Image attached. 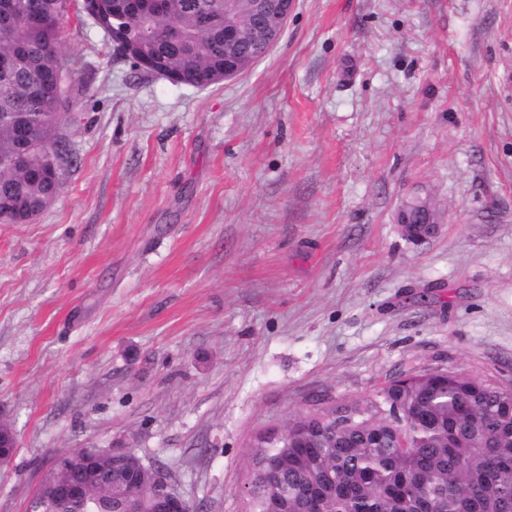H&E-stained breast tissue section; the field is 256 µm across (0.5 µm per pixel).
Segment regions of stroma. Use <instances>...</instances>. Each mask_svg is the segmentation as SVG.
I'll return each mask as SVG.
<instances>
[{
    "label": "stroma",
    "mask_w": 512,
    "mask_h": 512,
    "mask_svg": "<svg viewBox=\"0 0 512 512\" xmlns=\"http://www.w3.org/2000/svg\"><path fill=\"white\" fill-rule=\"evenodd\" d=\"M66 28L61 191L0 224V512L121 445L245 512L267 428L402 375L512 386V0H297L206 89Z\"/></svg>",
    "instance_id": "1"
}]
</instances>
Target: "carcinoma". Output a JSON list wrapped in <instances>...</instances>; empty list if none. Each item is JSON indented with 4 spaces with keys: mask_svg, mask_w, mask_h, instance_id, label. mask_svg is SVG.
I'll use <instances>...</instances> for the list:
<instances>
[{
    "mask_svg": "<svg viewBox=\"0 0 512 512\" xmlns=\"http://www.w3.org/2000/svg\"><path fill=\"white\" fill-rule=\"evenodd\" d=\"M0 58L26 53L0 70V224H20L57 198L61 180L46 174L43 151L57 143L67 96L38 78L65 64L62 46L69 0H13ZM214 17L198 29L182 0L170 16L140 15L125 25L153 38V52L174 71L224 66V0H203ZM175 24L183 42L168 43ZM246 512H408L430 499L436 512H512V391L461 370H437L389 383L376 399L299 415L275 443L250 452ZM83 512H124L103 492Z\"/></svg>",
    "mask_w": 512,
    "mask_h": 512,
    "instance_id": "obj_1",
    "label": "carcinoma"
}]
</instances>
